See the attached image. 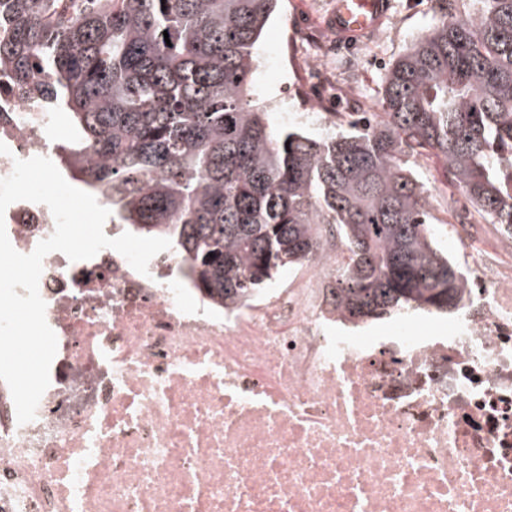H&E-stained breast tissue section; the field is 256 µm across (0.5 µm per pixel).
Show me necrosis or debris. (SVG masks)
<instances>
[{"label": "necrosis or debris", "mask_w": 512, "mask_h": 512, "mask_svg": "<svg viewBox=\"0 0 512 512\" xmlns=\"http://www.w3.org/2000/svg\"><path fill=\"white\" fill-rule=\"evenodd\" d=\"M49 114L0 92V178L48 155ZM7 236L55 229L17 201ZM327 233L290 283L230 309L181 260H43L50 385L18 424L0 380V512H512V241L484 235L456 315L427 336L338 329Z\"/></svg>", "instance_id": "1"}]
</instances>
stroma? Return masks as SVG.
Returning a JSON list of instances; mask_svg holds the SVG:
<instances>
[{
    "mask_svg": "<svg viewBox=\"0 0 512 512\" xmlns=\"http://www.w3.org/2000/svg\"><path fill=\"white\" fill-rule=\"evenodd\" d=\"M334 3L335 0H280L255 46L253 96L268 104L276 127L323 137L348 126L345 117H332L310 105L302 95V88L313 86L317 76L298 63V55L322 56L325 71L342 74L350 68L352 48H360L363 64L358 74L359 109L377 112L389 67L415 40L430 33L441 16L437 0H390L389 11L376 29L361 39L344 40L337 38L329 25L328 15ZM413 169L426 190L432 233L438 246L446 249L459 266H467L469 259L456 244L455 216L468 208V199L447 182L437 156L417 159Z\"/></svg>",
    "mask_w": 512,
    "mask_h": 512,
    "instance_id": "35a3bbf8",
    "label": "stroma"
}]
</instances>
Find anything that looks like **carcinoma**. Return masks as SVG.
Wrapping results in <instances>:
<instances>
[{
	"instance_id": "carcinoma-1",
	"label": "carcinoma",
	"mask_w": 512,
	"mask_h": 512,
	"mask_svg": "<svg viewBox=\"0 0 512 512\" xmlns=\"http://www.w3.org/2000/svg\"><path fill=\"white\" fill-rule=\"evenodd\" d=\"M278 0H0V90L63 108L56 162L112 221L170 239L226 308L313 258L336 224V309L350 323L451 313L465 275L435 244L410 159L439 157L512 229V0H482L387 71L381 111L326 138L274 129L252 49ZM170 42H165L164 35Z\"/></svg>"
}]
</instances>
